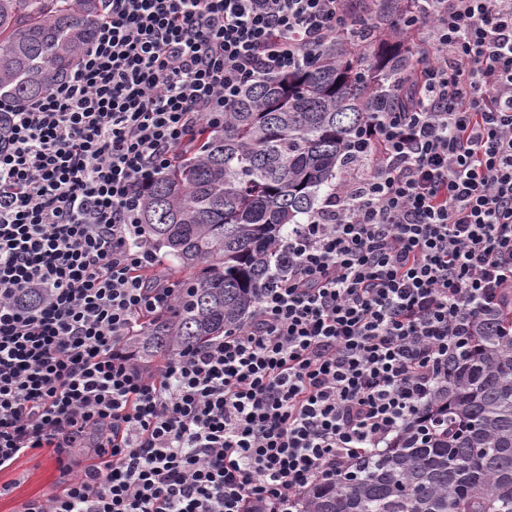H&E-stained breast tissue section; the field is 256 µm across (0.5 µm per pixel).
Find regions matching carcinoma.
I'll list each match as a JSON object with an SVG mask.
<instances>
[{"mask_svg":"<svg viewBox=\"0 0 512 512\" xmlns=\"http://www.w3.org/2000/svg\"><path fill=\"white\" fill-rule=\"evenodd\" d=\"M405 5L349 6L369 38L344 32L312 63L242 88L224 127L201 135L143 194L141 224L180 292L138 352L162 360L240 326L274 271L279 241L349 167L352 142L384 112L410 111L418 60L389 37ZM98 0H0V91L41 95L89 41ZM448 429L399 439L356 474L322 481L295 512H512V307L475 322L448 369Z\"/></svg>","mask_w":512,"mask_h":512,"instance_id":"1","label":"carcinoma"}]
</instances>
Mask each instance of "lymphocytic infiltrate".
<instances>
[{
  "label": "lymphocytic infiltrate",
  "instance_id": "lymphocytic-infiltrate-1",
  "mask_svg": "<svg viewBox=\"0 0 512 512\" xmlns=\"http://www.w3.org/2000/svg\"><path fill=\"white\" fill-rule=\"evenodd\" d=\"M413 3L414 109L284 237L255 315L158 366L133 350L175 298L144 190L346 31L345 0H101L67 76L0 97V472L47 448L65 477L20 512H293L437 427L449 358L512 298V0Z\"/></svg>",
  "mask_w": 512,
  "mask_h": 512
}]
</instances>
